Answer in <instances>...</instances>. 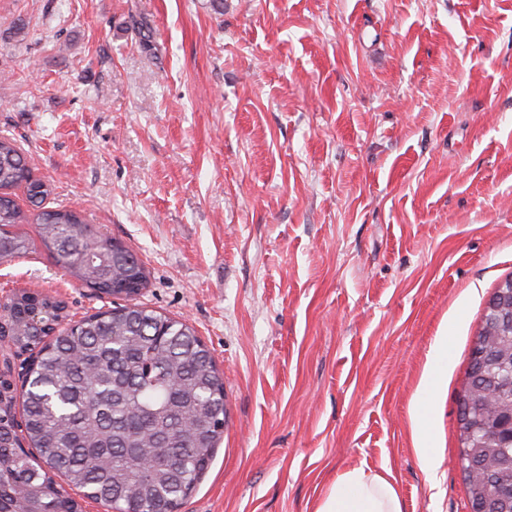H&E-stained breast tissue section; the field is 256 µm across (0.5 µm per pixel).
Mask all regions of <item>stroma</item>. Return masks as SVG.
<instances>
[{
	"label": "stroma",
	"instance_id": "35a3bbf8",
	"mask_svg": "<svg viewBox=\"0 0 512 512\" xmlns=\"http://www.w3.org/2000/svg\"><path fill=\"white\" fill-rule=\"evenodd\" d=\"M0 135L224 374L179 512H314L363 463L405 512H470L458 394L512 277V0H0ZM22 288L72 323L102 305L40 251L0 266V298ZM440 336L432 478L409 409Z\"/></svg>",
	"mask_w": 512,
	"mask_h": 512
}]
</instances>
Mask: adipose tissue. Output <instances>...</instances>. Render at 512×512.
<instances>
[{
  "label": "adipose tissue",
  "mask_w": 512,
  "mask_h": 512,
  "mask_svg": "<svg viewBox=\"0 0 512 512\" xmlns=\"http://www.w3.org/2000/svg\"><path fill=\"white\" fill-rule=\"evenodd\" d=\"M315 512H404V506L390 471L360 465L337 474Z\"/></svg>",
  "instance_id": "1"
}]
</instances>
